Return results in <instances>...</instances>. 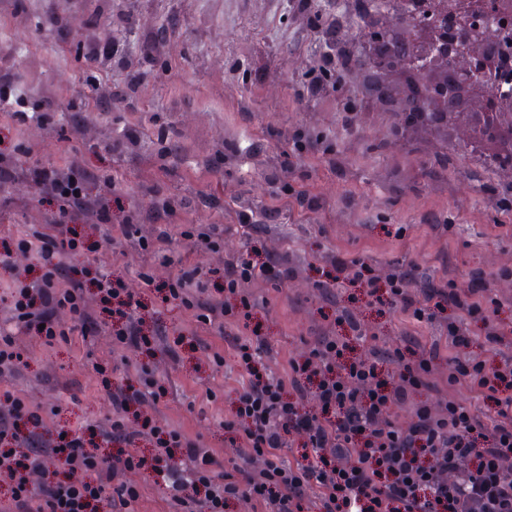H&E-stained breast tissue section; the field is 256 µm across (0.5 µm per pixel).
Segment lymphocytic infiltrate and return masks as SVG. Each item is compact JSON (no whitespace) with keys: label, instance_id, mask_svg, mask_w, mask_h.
Returning a JSON list of instances; mask_svg holds the SVG:
<instances>
[{"label":"lymphocytic infiltrate","instance_id":"1","mask_svg":"<svg viewBox=\"0 0 512 512\" xmlns=\"http://www.w3.org/2000/svg\"><path fill=\"white\" fill-rule=\"evenodd\" d=\"M30 173L58 204L59 216L0 245V306L10 314L0 326V379L24 367L14 337L52 343L84 332L89 295L111 325L114 344L146 359L127 368L120 385L110 379L112 365H99L111 414L49 443L42 440L41 407L0 392V512H131L139 486L107 480L124 471L171 481V512H224L233 501L259 512H512V355L498 353L495 315L504 302L484 276L462 289L444 277L419 282L411 264L384 277L368 257L334 256L321 289L346 284L390 315L443 323L454 354L409 330L394 347L353 353L352 342L366 341L368 329L354 308L341 306L335 322L342 335L319 333L287 372L275 373L264 362L270 337L257 329L242 336L237 328L257 307L252 284L287 283L295 272L291 256L250 253L220 267H192L171 246L179 205L168 201L147 211L154 233L143 248L161 254L174 272L159 284L144 271L138 279L216 327L242 372L220 422L238 449V463L228 468L215 451L157 420L168 382L154 368V339L142 297L128 284L125 255L116 253L111 273L92 270L88 257L99 224L112 221L109 207L91 193L95 175L82 168L63 177L42 167ZM91 210L97 223H84ZM19 251L33 256L32 265L17 267ZM477 335L482 358L468 353ZM441 362L448 365L447 385L467 382L488 412L443 396L433 380ZM424 391L429 399H421ZM142 441L150 443V455L129 453V445ZM287 449L297 450L295 463L285 461ZM177 456L190 462L179 474L172 470Z\"/></svg>","mask_w":512,"mask_h":512}]
</instances>
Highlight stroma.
Here are the masks:
<instances>
[{"label":"stroma","mask_w":512,"mask_h":512,"mask_svg":"<svg viewBox=\"0 0 512 512\" xmlns=\"http://www.w3.org/2000/svg\"><path fill=\"white\" fill-rule=\"evenodd\" d=\"M333 27L343 36L359 33L342 0H313L306 9L296 0H0V69L15 73L22 111L40 110L47 96L55 101L40 121L0 117V152L23 151L27 163L61 171L79 166L105 181L112 222L102 226L93 253L103 272H112L117 249L133 272L149 265L156 280L168 278L169 267L137 239L115 237L112 227L131 207L145 210L170 197L182 200L184 223L224 230L218 253L174 233L173 248L191 263L214 267L254 247L301 256L284 286L254 289L272 311L251 324L270 336L277 371L303 350L312 328L331 330L326 316L334 303L352 302L378 345L392 346L403 327L357 289L323 296L317 283L334 253L368 256L384 270L412 263L418 280L445 275L460 288L478 272L494 294L511 297L512 202L494 188L512 176L480 164L490 146L470 143L465 128L449 136L400 131L396 113L373 106L368 73L349 72L337 87L312 93ZM90 44L117 51L91 66L82 56ZM118 85L125 95L115 99ZM131 129L139 140L124 143ZM311 137L332 155L299 152ZM301 196L313 207L299 205ZM55 211L17 166L0 190V241L51 223ZM243 213L250 229L239 226ZM85 309L92 324L69 341L16 339L27 369L12 384L50 409L52 434L110 413L97 364L140 358L113 350L95 299ZM160 327L186 346L177 364L156 353L157 372L171 375L162 418L236 460L216 422L240 379L233 352L189 312H167Z\"/></svg>","instance_id":"1"}]
</instances>
